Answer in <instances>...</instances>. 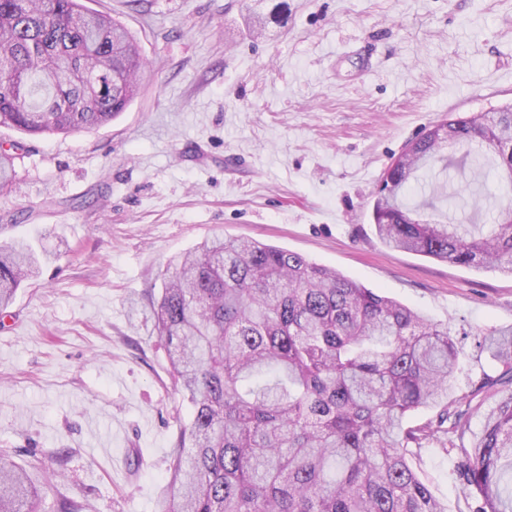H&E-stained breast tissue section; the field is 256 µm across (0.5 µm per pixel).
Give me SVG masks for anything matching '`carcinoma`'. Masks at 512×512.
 I'll list each match as a JSON object with an SVG mask.
<instances>
[{
  "label": "carcinoma",
  "instance_id": "carcinoma-1",
  "mask_svg": "<svg viewBox=\"0 0 512 512\" xmlns=\"http://www.w3.org/2000/svg\"><path fill=\"white\" fill-rule=\"evenodd\" d=\"M146 68L136 38L80 0H0V126L28 135L91 132L117 119ZM433 126L387 168L372 205L377 236L417 255L512 275V222L429 220L403 199L419 172L484 158L512 188V107ZM24 145L0 142V190ZM41 259L0 240V310ZM169 374L191 414L156 512H448L412 461L455 456L468 512H512V327L480 347L499 364L451 397L459 352L448 327L333 269L245 238H212L170 262L150 306ZM434 410L424 423L406 420ZM483 417L478 433L471 419ZM0 512H81L43 502L0 448Z\"/></svg>",
  "mask_w": 512,
  "mask_h": 512
}]
</instances>
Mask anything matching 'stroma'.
Masks as SVG:
<instances>
[{
	"mask_svg": "<svg viewBox=\"0 0 512 512\" xmlns=\"http://www.w3.org/2000/svg\"><path fill=\"white\" fill-rule=\"evenodd\" d=\"M148 71L93 133L24 137L0 224L47 254L0 315V447L45 502L155 512L181 422L167 348L134 316L213 236L298 253L448 326L453 396L498 365L512 275L384 245L371 208L406 146L448 115L512 104V0H81ZM448 512L454 457L415 464Z\"/></svg>",
	"mask_w": 512,
	"mask_h": 512,
	"instance_id": "obj_1",
	"label": "stroma"
}]
</instances>
